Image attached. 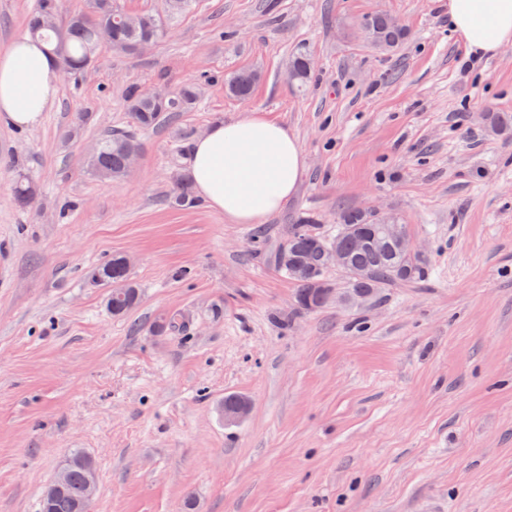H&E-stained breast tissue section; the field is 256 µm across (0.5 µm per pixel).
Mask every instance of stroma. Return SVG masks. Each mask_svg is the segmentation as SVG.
<instances>
[{"instance_id": "35a3bbf8", "label": "stroma", "mask_w": 512, "mask_h": 512, "mask_svg": "<svg viewBox=\"0 0 512 512\" xmlns=\"http://www.w3.org/2000/svg\"><path fill=\"white\" fill-rule=\"evenodd\" d=\"M36 3L0 0V51ZM373 13L405 29L397 48L357 38ZM242 69L245 100L224 87ZM188 83L196 105L136 131L128 175L89 170L100 134L131 128L128 85ZM246 110L298 138L295 196L259 227L174 205L195 139ZM491 112L512 113V45L472 61L447 0H189L149 50L105 43L62 74L37 128L1 119L0 512H38L75 448L91 512H512V137ZM350 210L402 217L424 277L299 309L273 262L285 227ZM115 255L141 289L120 319L85 278ZM173 312L184 328L155 333ZM228 395L250 403L240 423ZM312 76V63L302 52H295L288 59V79L297 87L305 86ZM258 78L259 76L256 72L243 70L225 82V88L230 95L239 99H245L251 94Z\"/></svg>"}]
</instances>
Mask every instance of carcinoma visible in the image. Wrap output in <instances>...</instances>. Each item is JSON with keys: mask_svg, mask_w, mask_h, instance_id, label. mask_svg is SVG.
Listing matches in <instances>:
<instances>
[{"mask_svg": "<svg viewBox=\"0 0 512 512\" xmlns=\"http://www.w3.org/2000/svg\"><path fill=\"white\" fill-rule=\"evenodd\" d=\"M60 2L38 0V6L28 20V33L43 40L51 56L65 57L70 73L84 71L94 62L102 24L112 28V47L132 54L146 40L160 41L167 31L163 19L130 15L112 5V0H86L87 8L73 12L65 27L50 25L47 19L57 18ZM360 36L375 46L389 49L404 40L405 31L388 16L373 14L366 19ZM311 76L312 63L308 56L302 52L293 53L288 59L289 81L302 87ZM257 80L256 72L243 70L225 82V88L230 95L245 99ZM198 96L199 88L186 84L162 104L145 98L141 88L131 86L126 91V104L132 124L148 129L162 123L173 112L189 110ZM488 119L494 132L506 136L512 134V114L491 112ZM139 149V141L134 135L122 130L108 131L98 142L90 161L91 169L99 175L120 178L125 175L130 155ZM36 197V188L25 177H18L14 185L16 204L22 209H30ZM171 198L179 206L195 205L196 199L187 178L182 177L175 183ZM384 223L381 216L353 210L341 215L336 233L331 235L318 231L308 217L288 225L285 235L288 248L310 267L305 274L292 278L298 305L310 310L308 302L314 297L318 281L325 278L329 268L328 251L334 248L349 256L355 274L347 277V288L353 294L375 297L384 288L421 278L426 269V258L398 251L382 234ZM88 278L92 283L112 290V301L107 303L112 315L125 316L137 306L139 289L129 280L122 257L114 256L93 267ZM63 466L67 467L68 480L51 495L42 497L41 512H89L85 481L88 468L95 467L94 459L85 450L75 448L63 460Z\"/></svg>", "mask_w": 512, "mask_h": 512, "instance_id": "carcinoma-1", "label": "carcinoma"}]
</instances>
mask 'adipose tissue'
<instances>
[{"label": "adipose tissue", "instance_id": "adipose-tissue-1", "mask_svg": "<svg viewBox=\"0 0 512 512\" xmlns=\"http://www.w3.org/2000/svg\"><path fill=\"white\" fill-rule=\"evenodd\" d=\"M448 18L474 57L512 44V0H448ZM61 91L59 68L40 43L13 39L0 52V116L34 128ZM305 153L287 126L249 111L209 128L193 145L196 194L233 224H261L295 195Z\"/></svg>", "mask_w": 512, "mask_h": 512}]
</instances>
